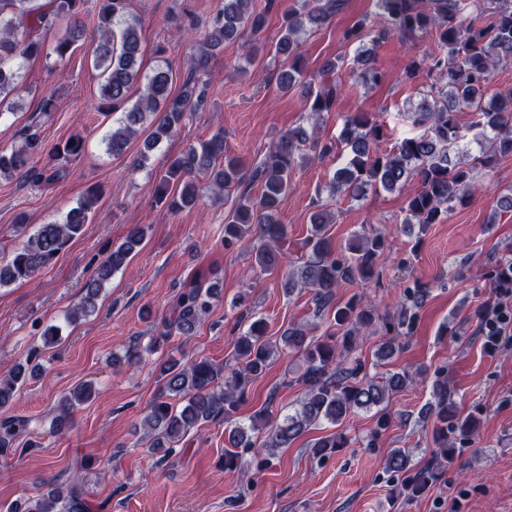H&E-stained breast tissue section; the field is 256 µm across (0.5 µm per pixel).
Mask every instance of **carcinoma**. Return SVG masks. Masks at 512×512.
<instances>
[{
    "label": "carcinoma",
    "mask_w": 512,
    "mask_h": 512,
    "mask_svg": "<svg viewBox=\"0 0 512 512\" xmlns=\"http://www.w3.org/2000/svg\"><path fill=\"white\" fill-rule=\"evenodd\" d=\"M88 0H0V116L18 108L22 90V62L45 52L46 38L56 59L63 61L81 41H91L93 66L100 71L98 100L94 109L102 114L120 113L107 138V151L122 156L139 128H152L145 150H152L182 123L186 113L203 108L207 102L206 83L201 78L208 55L200 57L197 68L184 79L182 92H172L175 74L167 65H158L141 73L140 23L128 12L129 0H96V22L88 31L83 20ZM378 11L364 16L343 32L349 43L366 38L378 42L392 35L414 41L429 35L433 50L412 51L402 72L410 82L425 72L435 82L411 108L412 123L420 132L396 142L390 153L377 152L386 136L384 125L365 112L346 117L334 142L311 140L304 127L290 130L252 169V180L260 183L256 197H241L224 224V243L233 246L259 231L260 244L254 247L256 264L269 273L283 272L282 287L287 293L310 288L315 292L318 310L333 308L336 332L312 335L303 325L273 340L267 336V324L254 317L235 339V362L217 366L207 358L188 362L167 357L155 362L161 388L149 402L141 419L149 451L162 460L178 454L188 430L204 422L224 421L228 427L229 447L224 449V470L245 474L248 457L258 465L270 463L277 451L286 448L320 421L338 425L349 414L360 410L372 412L374 426L364 448H374L394 420L391 403L395 396L413 385L421 371L403 369L377 379L366 364L354 356L361 331L374 325L387 339L377 348L380 363L390 360L413 335L419 311L426 302L427 286L414 279L405 287L404 300L392 314H382L377 307L358 296L332 306L336 289L344 284L368 285L380 279L378 263L389 249L386 234L362 232L353 236L345 252L337 254L327 234L333 223L329 212L312 214L307 244L310 251L300 265L288 267V255L278 246L285 235V225L278 214L288 198L294 169L302 162L307 144L322 154L334 151L346 155L329 182L336 195L357 197L371 187L392 192L402 190L415 180L419 189L406 198L405 227L419 225L421 230L448 219L454 204L477 190L474 170L493 167L498 158L512 155V91L490 92L494 71L512 64V0H376ZM342 0H291L283 13L281 35L274 54L282 57L288 70L281 72L279 84L302 86L303 107L309 118L319 121L335 111L341 88L327 76L343 69L345 61L327 62L323 79L314 86L305 82V51L301 36L325 26L340 10ZM266 24L263 13L252 7V0H224V8L209 23L207 45L223 47L237 41L246 32L259 33ZM349 74L357 82L377 84L383 74L369 64L360 52L353 58ZM143 84V93L130 102L133 85ZM471 112L468 128L460 126L457 112ZM22 145L0 150V178H20L35 184H47L61 176L58 168L39 169L31 163L44 150L38 123L19 131ZM479 146V154L465 162L466 146ZM86 140L73 135L64 144L50 148L54 159L77 158ZM242 161L224 154V136L217 132L209 139L191 144L175 156L159 180L154 183L156 201L165 202L172 211L192 207L198 200L195 179L208 181L210 188L228 192L240 185ZM98 191L89 189L77 206L60 222L41 224L12 254L0 262V288L32 279L48 267L65 246L78 237L92 218ZM144 239L139 225L130 227L124 241L112 248L96 274L84 286L85 294L65 314L68 323L94 312L104 285L115 273L125 269ZM490 276L494 281L512 279V259L494 260ZM219 284H197L181 291L175 298L169 317L163 321L160 338L173 335L186 339L193 335L209 313ZM299 355L305 364L297 383L303 387L299 407L277 421L268 408L258 411L248 421L237 417L249 386L260 379L276 360L286 353ZM38 353L16 365L0 377V409L12 402L27 380L40 375ZM96 391L92 383L76 385L60 405V411L48 422L47 432L59 434L66 427L76 406L90 402ZM179 398L182 405L173 404ZM427 412L434 416L435 453L429 463L414 461L406 448L387 452L385 472L393 499L411 500L424 494L435 482L438 470L455 459L459 447L470 443L478 431V418L463 414L457 407L448 380L436 379ZM31 419L22 415L0 421V451L8 453L15 441L30 434ZM351 445L343 432H332L312 445L313 457L322 461ZM79 478L47 482L33 497L12 502L7 512H87Z\"/></svg>",
    "instance_id": "carcinoma-1"
}]
</instances>
